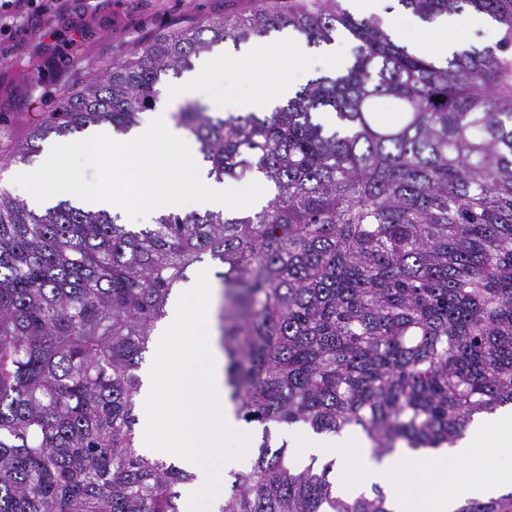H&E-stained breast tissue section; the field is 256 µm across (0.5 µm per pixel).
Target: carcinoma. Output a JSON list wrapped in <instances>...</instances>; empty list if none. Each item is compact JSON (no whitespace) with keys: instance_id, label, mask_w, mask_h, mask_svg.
Masks as SVG:
<instances>
[{"instance_id":"obj_1","label":"carcinoma","mask_w":512,"mask_h":512,"mask_svg":"<svg viewBox=\"0 0 512 512\" xmlns=\"http://www.w3.org/2000/svg\"><path fill=\"white\" fill-rule=\"evenodd\" d=\"M398 3L426 22L469 7L505 35L440 63L341 0L207 20L89 75L15 148L25 163L53 135L130 130L169 76L227 41L353 42L342 72L269 112L174 115L208 176L274 187L258 211H169L137 230L0 188V512H180L194 475L140 453L138 370L207 257L225 385L237 417L263 426L219 512H390L377 486L336 495L331 462L292 472L272 423L357 426L384 454L452 446L474 415L512 404V0ZM457 512H512V493Z\"/></svg>"}]
</instances>
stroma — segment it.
Returning a JSON list of instances; mask_svg holds the SVG:
<instances>
[{
	"label": "stroma",
	"mask_w": 512,
	"mask_h": 512,
	"mask_svg": "<svg viewBox=\"0 0 512 512\" xmlns=\"http://www.w3.org/2000/svg\"><path fill=\"white\" fill-rule=\"evenodd\" d=\"M290 0H72L67 13L45 22L46 35L0 67V164L24 141L56 99L91 73L156 34L227 15L282 9Z\"/></svg>",
	"instance_id": "35a3bbf8"
}]
</instances>
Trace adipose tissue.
<instances>
[{
  "label": "adipose tissue",
  "instance_id": "obj_1",
  "mask_svg": "<svg viewBox=\"0 0 512 512\" xmlns=\"http://www.w3.org/2000/svg\"><path fill=\"white\" fill-rule=\"evenodd\" d=\"M366 13L385 16L391 35L415 53L445 59L462 48L453 33L459 25L493 35L497 24L483 14L460 17L452 14L433 23H425L411 14L386 16L387 0H354ZM276 433L292 447L293 470L300 471L311 459L331 456L341 447L345 458L337 459V489L354 497L372 486H380L387 495L392 512H455L468 499L483 500L512 492V465L502 466L481 479L465 477L460 466L473 457L474 449L494 441L497 447H512V405L481 414L471 423L463 437L450 448L412 450L398 447L383 456H375L365 436L343 431L341 435L314 432L299 425H280ZM359 460L358 469H349L345 459Z\"/></svg>",
  "mask_w": 512,
  "mask_h": 512
}]
</instances>
